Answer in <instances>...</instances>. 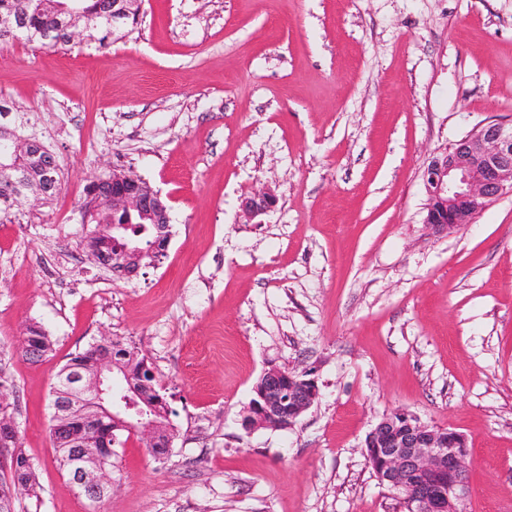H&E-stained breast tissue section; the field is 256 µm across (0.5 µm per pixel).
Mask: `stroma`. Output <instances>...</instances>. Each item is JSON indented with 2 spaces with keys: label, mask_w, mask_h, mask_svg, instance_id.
Here are the masks:
<instances>
[{
  "label": "stroma",
  "mask_w": 512,
  "mask_h": 512,
  "mask_svg": "<svg viewBox=\"0 0 512 512\" xmlns=\"http://www.w3.org/2000/svg\"><path fill=\"white\" fill-rule=\"evenodd\" d=\"M62 190L0 224V392L37 476L18 512H404L362 450L402 410L464 435L469 512H512V194L434 234V150L512 123V0H144L106 48L0 45ZM131 169L171 207L157 266L89 256L80 203ZM277 204L260 222L241 203ZM53 347L20 353L29 325ZM138 348L177 430L116 446L90 504L56 461L51 388L101 335ZM271 365L313 378L285 430L245 433ZM275 202V195L271 191L267 189L256 190L243 199L242 210L246 217L254 219L273 208Z\"/></svg>",
  "instance_id": "35a3bbf8"
}]
</instances>
